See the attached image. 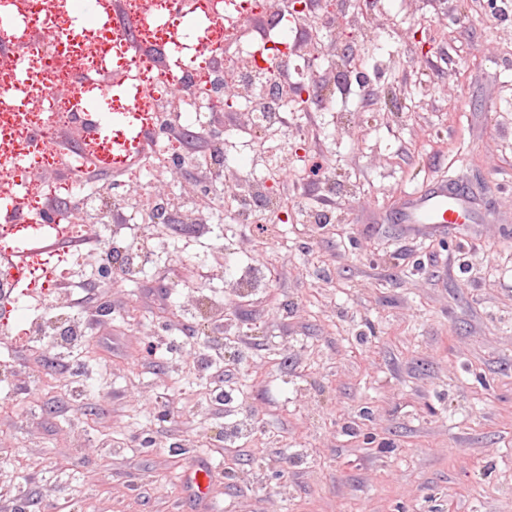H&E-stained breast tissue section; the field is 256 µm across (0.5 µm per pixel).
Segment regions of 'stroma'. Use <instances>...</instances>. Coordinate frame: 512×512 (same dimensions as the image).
I'll use <instances>...</instances> for the list:
<instances>
[{"instance_id":"35a3bbf8","label":"stroma","mask_w":512,"mask_h":512,"mask_svg":"<svg viewBox=\"0 0 512 512\" xmlns=\"http://www.w3.org/2000/svg\"><path fill=\"white\" fill-rule=\"evenodd\" d=\"M496 4L314 0L288 81L315 49L324 84L287 125L186 115L167 133L181 161L147 183L94 173L161 246L117 285L31 276L92 332L60 355L27 338L23 307L0 343V512H512V0ZM357 21L371 35L344 40ZM368 45L369 85L344 81ZM218 136L212 190L194 160ZM248 174L296 196L287 221L233 222ZM448 175L476 189L479 223L395 219ZM137 193L172 197L168 223ZM242 267L267 288L234 296ZM219 301L223 321L191 311Z\"/></svg>"}]
</instances>
